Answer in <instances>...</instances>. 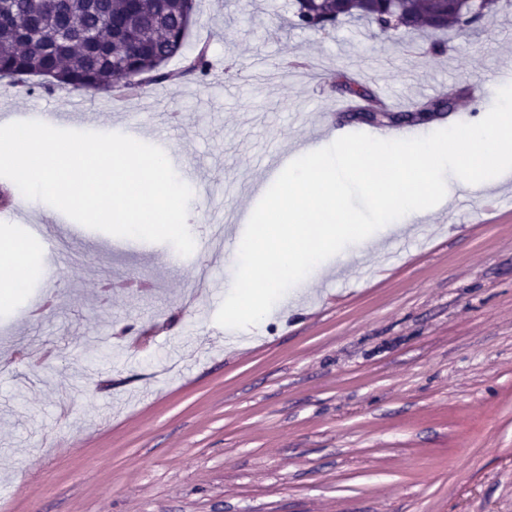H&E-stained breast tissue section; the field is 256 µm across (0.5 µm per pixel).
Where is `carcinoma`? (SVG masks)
Wrapping results in <instances>:
<instances>
[{
  "label": "carcinoma",
  "mask_w": 512,
  "mask_h": 512,
  "mask_svg": "<svg viewBox=\"0 0 512 512\" xmlns=\"http://www.w3.org/2000/svg\"><path fill=\"white\" fill-rule=\"evenodd\" d=\"M197 0H0V79L38 77L49 87L134 95L146 85L182 78L205 82L213 70L207 49L184 57L178 72L166 69L181 54ZM465 0H288L293 27L324 31L341 20L365 21L388 37L427 31L443 54L439 35L459 25ZM339 88L357 104L349 114L377 112L372 125L424 126L457 105L445 94L393 112L375 91L341 74Z\"/></svg>",
  "instance_id": "obj_1"
}]
</instances>
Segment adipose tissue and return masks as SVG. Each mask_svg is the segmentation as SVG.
I'll return each mask as SVG.
<instances>
[{"mask_svg":"<svg viewBox=\"0 0 512 512\" xmlns=\"http://www.w3.org/2000/svg\"><path fill=\"white\" fill-rule=\"evenodd\" d=\"M512 137V103L504 105L495 125H475L463 153L456 157V176H442L439 158L444 142L424 139L410 143L387 138L345 146L350 171L360 178L379 223L392 227L427 216L431 198L449 205L462 192L490 188L512 176V152L502 147Z\"/></svg>","mask_w":512,"mask_h":512,"instance_id":"1","label":"adipose tissue"}]
</instances>
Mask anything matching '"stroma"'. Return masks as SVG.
I'll return each instance as SVG.
<instances>
[{
  "instance_id": "obj_1",
  "label": "stroma",
  "mask_w": 512,
  "mask_h": 512,
  "mask_svg": "<svg viewBox=\"0 0 512 512\" xmlns=\"http://www.w3.org/2000/svg\"><path fill=\"white\" fill-rule=\"evenodd\" d=\"M285 0H199L189 46L206 81L108 99L0 81V120L75 113L125 132L158 114L191 189L212 190L204 232L250 206L267 154L354 133L336 112L348 72L419 101L458 94L449 130L495 123L471 85L512 74V0L431 55L358 23L288 27ZM32 269L0 303V512H512V204L467 198L388 232L380 252L335 255L257 325L215 321L201 279L233 278L212 247L93 231L32 200L0 207Z\"/></svg>"
}]
</instances>
